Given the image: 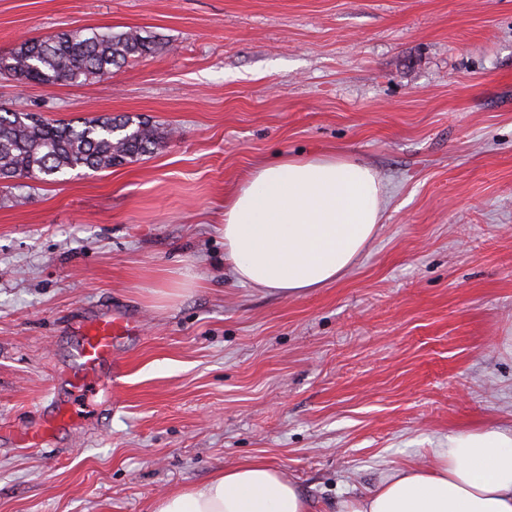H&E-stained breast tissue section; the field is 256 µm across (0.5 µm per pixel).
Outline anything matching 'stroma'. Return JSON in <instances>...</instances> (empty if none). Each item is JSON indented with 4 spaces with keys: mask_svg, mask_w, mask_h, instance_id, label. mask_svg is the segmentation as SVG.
<instances>
[{
    "mask_svg": "<svg viewBox=\"0 0 512 512\" xmlns=\"http://www.w3.org/2000/svg\"><path fill=\"white\" fill-rule=\"evenodd\" d=\"M158 42L93 82L0 76V108L141 115L157 153L0 180V512H153L250 458L315 512L456 433L512 428V0H0V54L79 28ZM281 152L386 189L342 277L284 299L224 268V197ZM136 322L73 392L75 326ZM79 418L41 447L45 398Z\"/></svg>",
    "mask_w": 512,
    "mask_h": 512,
    "instance_id": "35a3bbf8",
    "label": "stroma"
}]
</instances>
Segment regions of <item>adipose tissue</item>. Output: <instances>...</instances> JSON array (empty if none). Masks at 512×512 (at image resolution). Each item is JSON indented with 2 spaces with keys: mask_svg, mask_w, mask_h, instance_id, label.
Instances as JSON below:
<instances>
[{
  "mask_svg": "<svg viewBox=\"0 0 512 512\" xmlns=\"http://www.w3.org/2000/svg\"><path fill=\"white\" fill-rule=\"evenodd\" d=\"M384 187L344 156L288 154L249 170L224 202V263L240 283L298 298L339 279L381 222ZM154 512H313L281 470L253 458L163 496ZM336 512H512V429L461 432L426 467L381 479Z\"/></svg>",
  "mask_w": 512,
  "mask_h": 512,
  "instance_id": "adipose-tissue-1",
  "label": "adipose tissue"
}]
</instances>
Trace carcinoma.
<instances>
[{"mask_svg": "<svg viewBox=\"0 0 512 512\" xmlns=\"http://www.w3.org/2000/svg\"><path fill=\"white\" fill-rule=\"evenodd\" d=\"M154 51L155 43L136 30L90 28L26 39L0 60L7 75L50 86L100 79L128 58ZM167 140V131L141 116L108 114L60 122L6 110L0 112V178L53 181L67 171H103L136 162Z\"/></svg>", "mask_w": 512, "mask_h": 512, "instance_id": "carcinoma-1", "label": "carcinoma"}]
</instances>
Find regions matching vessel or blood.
Segmentation results:
<instances>
[{
  "label": "vessel or blood",
  "instance_id": "obj_1",
  "mask_svg": "<svg viewBox=\"0 0 512 512\" xmlns=\"http://www.w3.org/2000/svg\"><path fill=\"white\" fill-rule=\"evenodd\" d=\"M73 352L75 369L70 375L72 389L84 388L91 379L116 380L124 373V363L117 353L120 342L132 338L136 327L131 321L99 319L79 325ZM68 406L55 405L38 423L18 436L21 447L37 448L58 429L71 424Z\"/></svg>",
  "mask_w": 512,
  "mask_h": 512
}]
</instances>
